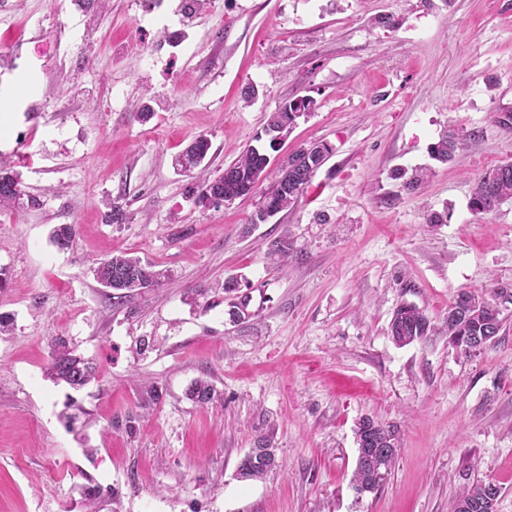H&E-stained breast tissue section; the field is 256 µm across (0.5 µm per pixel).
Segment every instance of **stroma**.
<instances>
[{
  "label": "stroma",
  "instance_id": "stroma-1",
  "mask_svg": "<svg viewBox=\"0 0 512 512\" xmlns=\"http://www.w3.org/2000/svg\"><path fill=\"white\" fill-rule=\"evenodd\" d=\"M185 4L111 0L92 18L0 0V162L37 199L0 209V512H85L93 489L98 512H454L489 479L512 512V309L477 356L445 330L458 292L512 284V201L471 208L475 178L512 162L495 121L512 111V0ZM302 96L314 107L257 193L198 206L178 155L207 137L217 176ZM450 128L471 138L441 163L430 148ZM312 143L331 153L305 197L251 224L281 154ZM108 199L125 223L106 222ZM60 224L76 230L64 249ZM121 252L169 283L116 304L92 270ZM232 275L252 295L239 322L217 288ZM404 304L436 330L402 347L388 329ZM58 337L97 366L78 392L46 374ZM199 378L211 403L187 397ZM366 417L399 455L360 494ZM260 436L280 465L239 481ZM356 436L359 439L358 457L354 471L355 488L359 492L377 491L387 479L385 476L378 482L372 475V471L365 466L362 456L366 453V448H370L373 452L375 448H390V455L386 460V473L389 475L398 450L396 448L392 431L389 426H385L381 422L371 418H363L356 430ZM369 439V441H368Z\"/></svg>",
  "mask_w": 512,
  "mask_h": 512
}]
</instances>
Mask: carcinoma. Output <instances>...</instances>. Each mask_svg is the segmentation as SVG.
I'll list each match as a JSON object with an SVG mask.
<instances>
[{
  "label": "carcinoma",
  "instance_id": "1",
  "mask_svg": "<svg viewBox=\"0 0 512 512\" xmlns=\"http://www.w3.org/2000/svg\"><path fill=\"white\" fill-rule=\"evenodd\" d=\"M464 145V137L450 130L431 146L433 157L446 162L454 158L457 150ZM210 149L209 141L201 137L193 142L179 158V165L185 169L201 166ZM266 151L256 147L248 148L241 157L227 166L224 173L214 179L207 177L198 182L195 202L201 206L210 205L213 197L242 198L254 192L268 163L264 158ZM330 154L329 148L314 160L305 154L304 147L288 155L283 160L280 175L273 188L265 193L261 205L251 218V223L262 221L266 214H277L293 207L303 196L319 167ZM23 195L19 173L0 169V207L11 206ZM512 200V162L486 169L474 181L471 206L480 213H490L502 203ZM74 235L71 224H63L53 229L52 238L63 248L70 244ZM95 280L115 291L113 298L122 301L132 292L161 284L164 273L153 269V265L142 261L130 253L110 255L99 261L93 270ZM506 290L512 291V285H496L488 291H463L459 293L448 310H456V317L448 330L466 336H482L492 326L502 328L503 309L498 302L499 296ZM390 335L403 345L414 339H423L430 335L434 327L428 317L413 305L398 308L390 323ZM47 374L56 382L64 383L79 390L96 379V366L89 360L77 355L64 339H57L51 346L50 363ZM190 399L200 404L211 402L215 389L206 380H197L189 388ZM359 439L358 457L354 471L356 490L374 492L383 482L376 480L372 471L365 466L362 456L366 449L388 448L390 455L386 460V471H391L398 450L390 427L371 418L360 421L356 430ZM256 444L263 446L266 456L252 465L247 479L263 478L268 472L279 467L275 449L270 440L260 436ZM496 486L492 480L480 481L463 491L455 502V512H495L499 492H491Z\"/></svg>",
  "mask_w": 512,
  "mask_h": 512
}]
</instances>
